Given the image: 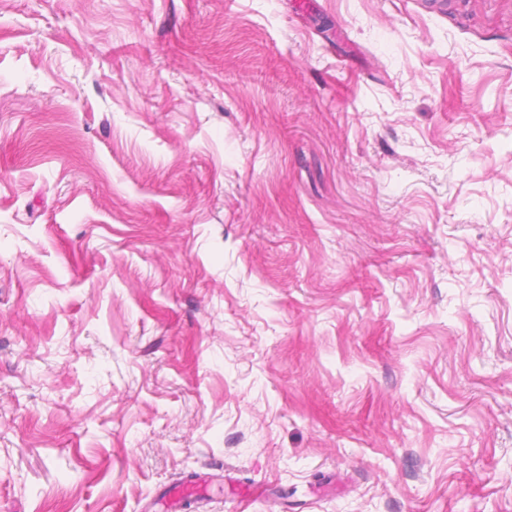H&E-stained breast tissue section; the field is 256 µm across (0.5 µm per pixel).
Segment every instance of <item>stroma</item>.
I'll use <instances>...</instances> for the list:
<instances>
[{
  "instance_id": "35a3bbf8",
  "label": "stroma",
  "mask_w": 512,
  "mask_h": 512,
  "mask_svg": "<svg viewBox=\"0 0 512 512\" xmlns=\"http://www.w3.org/2000/svg\"><path fill=\"white\" fill-rule=\"evenodd\" d=\"M512 512V0H0V512Z\"/></svg>"
}]
</instances>
